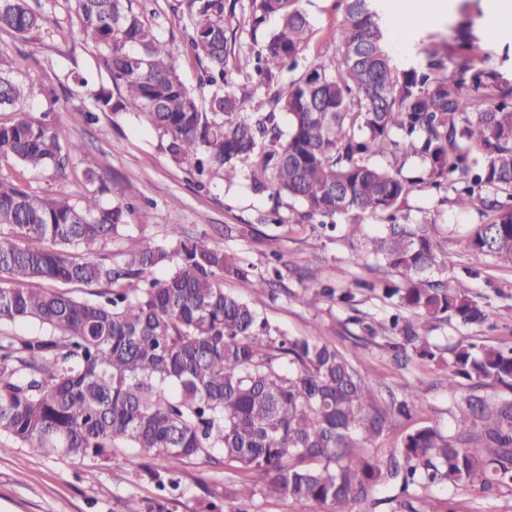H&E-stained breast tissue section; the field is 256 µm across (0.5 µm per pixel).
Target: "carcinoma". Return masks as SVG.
Segmentation results:
<instances>
[{"label": "carcinoma", "instance_id": "1", "mask_svg": "<svg viewBox=\"0 0 512 512\" xmlns=\"http://www.w3.org/2000/svg\"><path fill=\"white\" fill-rule=\"evenodd\" d=\"M83 41L93 45L110 81L90 94L91 107L71 113L78 124L99 114L134 112L165 139L177 165L197 175L246 178L257 193L286 195L302 217L353 216L347 237L385 215L389 223L366 244L368 255L401 280L359 281L356 288H304L307 304H351L356 289L380 290L419 316L381 325L389 348L443 370L448 389L460 380L512 390V348L461 342L448 355L430 344L433 323L482 325L485 307L461 281L435 278L447 267L426 224L398 221L416 183L453 194L461 211L493 213L476 224L468 246L512 268V84L476 54L462 55L453 76L448 54L424 49V62L400 69L388 46L379 0H345L336 48L291 80L310 23L296 0H249L247 22L267 18L278 29L233 69L256 73L267 111L245 112L227 79L226 0H175L203 64L196 96L177 56L133 0H65ZM45 21L40 0H0V32L24 39ZM478 93L472 99L463 89ZM26 94L0 60V109ZM288 115V130L280 116ZM83 145L63 142L47 123L20 115L0 123V165L65 171ZM390 155L385 167L373 161ZM416 157L421 176L403 175ZM98 170L83 173L97 188L74 199L0 177V434L45 456L109 460L119 448L145 458L143 472L161 492L142 512H171L186 461L201 460L242 476L228 493L246 506L255 489L358 512L385 485L398 495L448 485L457 490L512 488V397L468 400L477 430L451 436L422 425L381 455L374 448L388 416L419 411L421 398L374 409L371 390L351 358L321 336H290L260 316L247 296L276 298L273 265L255 273L204 236L169 226L167 243L123 253L114 263L98 249L119 235L131 212L106 204ZM168 267L163 278L152 269ZM239 291L224 290V280ZM40 281L48 288H33ZM102 286L95 299L54 284ZM33 320L43 336L18 337L7 326Z\"/></svg>", "mask_w": 512, "mask_h": 512}]
</instances>
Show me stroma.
Segmentation results:
<instances>
[{"label":"stroma","mask_w":512,"mask_h":512,"mask_svg":"<svg viewBox=\"0 0 512 512\" xmlns=\"http://www.w3.org/2000/svg\"><path fill=\"white\" fill-rule=\"evenodd\" d=\"M405 0H384L390 47L399 67L423 60L422 50L440 46L456 57L462 32H469L472 44L487 55L489 65L512 82V24L502 17L501 0H434L439 11L430 20L411 17ZM173 0H146V16L155 24L160 38L178 52L180 72L191 90H198L201 66L188 48L189 30L171 10ZM311 23L307 48L300 57L301 69H308L319 54L334 52L336 30L342 20L343 0H299ZM46 21L42 28L19 39L0 32V58L9 60L15 78L28 89L25 99L14 108L0 112V123L25 113L35 121L50 118L65 141L84 145L64 173L51 169L20 172L4 166L1 175L20 176L31 190L50 195L67 186L73 195L85 193L82 173L97 168L108 159L103 175L107 191L104 201L132 204L133 213L119 237L100 252L101 258L121 261L124 251L165 242L170 225H184L189 233L205 235L213 244L244 264L264 269L270 251H278L281 279L276 300L254 298L262 317L291 336H321L362 359L360 371L370 384L375 407L407 399L420 391L424 405L410 419L393 418L376 440L380 451L397 446L410 430L430 425L442 432L457 434L471 424L467 401L478 396L488 400L503 396L500 386L462 382L456 391L433 364L395 358L382 337H369L364 324L386 322L397 312L396 300L381 292L358 290L353 304L324 301L315 306L303 302L302 279L316 270L318 282L336 288L353 287L355 281L395 282L393 270L374 261L355 264L352 255L364 248L366 237L377 234L382 221L366 223L364 235L346 237L343 218H336V231L322 230L317 222L302 219L301 205L288 197L278 199L252 191L246 179L226 183L214 175L205 187H198L188 167L175 165L168 157L165 142L132 113L101 116L98 123L77 125L70 114L88 106L83 88L61 89L68 74L86 77L90 85L106 82L97 66V52L80 37L64 0H45ZM248 0H236L234 13L225 15L229 56L259 48L279 25L269 19L258 31L248 23ZM277 212L275 224L259 223L260 215ZM400 222L428 224L441 253L448 257L447 274L464 277L466 269L480 270L479 279L469 281L470 290L487 297L493 314L492 326L441 324L431 332V342L447 349L457 342L512 346V269L499 266L491 257L467 247L465 229L483 223L478 211L457 214L447 192L418 184L406 196L399 213ZM225 472L199 460L184 467V493L172 512H201L207 490L225 488ZM157 491L144 477L140 461L130 449L118 450L110 462L70 461L56 456L33 454L0 437V512H134L141 501ZM438 512H512V490L492 493L435 487L426 492Z\"/></svg>","instance_id":"35a3bbf8"}]
</instances>
